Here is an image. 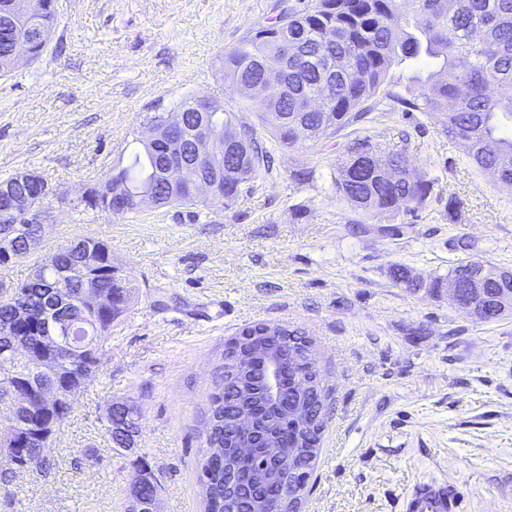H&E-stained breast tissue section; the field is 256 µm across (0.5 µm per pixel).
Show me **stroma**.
I'll list each match as a JSON object with an SVG mask.
<instances>
[{
	"mask_svg": "<svg viewBox=\"0 0 512 512\" xmlns=\"http://www.w3.org/2000/svg\"><path fill=\"white\" fill-rule=\"evenodd\" d=\"M298 0H57L48 52L0 80V180L22 169L77 196L137 148L149 112L188 96L248 109L220 70L247 30ZM411 137L434 178L413 212L365 214L341 199L348 139L386 149ZM311 176L295 180V171ZM462 206L448 215L449 197ZM112 249L136 285L101 364L46 450L48 475L0 490V512H126L138 463L161 512H202L198 460L225 342L279 325L310 340L326 389V427L301 512H404L437 483L463 512H512V315L467 316L448 296L396 285L389 270L447 276L458 259L512 270V194L464 163L441 122L372 112L318 142L275 147L272 171L232 205L146 208L133 219L60 208L31 258L0 267V287L73 239ZM141 412L133 448L114 447L111 405Z\"/></svg>",
	"mask_w": 512,
	"mask_h": 512,
	"instance_id": "1",
	"label": "stroma"
}]
</instances>
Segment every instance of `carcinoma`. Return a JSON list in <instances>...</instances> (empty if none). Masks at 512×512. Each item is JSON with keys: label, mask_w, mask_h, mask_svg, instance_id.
<instances>
[{"label": "carcinoma", "mask_w": 512, "mask_h": 512, "mask_svg": "<svg viewBox=\"0 0 512 512\" xmlns=\"http://www.w3.org/2000/svg\"><path fill=\"white\" fill-rule=\"evenodd\" d=\"M16 0H0V61L10 52L5 35L15 26L52 28L57 19L55 0H36L32 12L19 21L15 16ZM298 36L297 53L285 57L280 53V25ZM334 38L327 40V33ZM404 64L433 67L427 76L415 77L416 88L406 97L384 89L390 71ZM268 68L288 72L286 94L265 98L260 94ZM224 78L250 102L257 118L269 128L270 138L282 147H292L299 139L317 141L356 125L369 113L388 104L404 112H425L443 118L448 138L456 142L465 159L478 170L499 175L500 186L512 191V0H305L299 9L283 12L267 24L249 30L241 42L224 53ZM333 79L336 91L319 102V109L307 111L304 101L318 91L326 79ZM198 98L186 97L172 111L186 114L185 142H190ZM216 135L213 168L230 164L237 172L235 182L213 178V199L227 205L253 188V182L270 171L271 150L258 136L256 128L237 120L235 113L224 109V102L208 100L202 115ZM305 134L297 132L298 127ZM411 139H403L398 150L384 152L382 144L371 136H356L345 146V158L337 167L336 192L355 209L372 212H412L424 205L434 180L416 172L409 162ZM167 143L143 145L133 154L130 164L110 169L103 182L117 184L132 193H151L159 207L190 210L201 200L188 178L180 190L173 192L163 178ZM386 153L399 170L398 178L385 184L371 166L375 154ZM79 212H112V200L99 194L73 205ZM110 251L107 243L82 238L60 247L37 267L39 279L17 287L24 302L38 315L52 302L66 298L75 301L93 280L79 275L63 278L79 251L88 245ZM14 259H23L24 241L20 235L0 239V251ZM392 278L409 288H427L436 292L444 278L428 284L413 283L409 270L395 265ZM122 305L110 311L88 313L71 328L70 352L64 354L70 365L93 360L94 349L108 339L112 323L127 311L135 287L128 281L119 285ZM8 301L0 299V364L11 360L8 341L13 336H27L29 331L11 322ZM295 344V356L287 359L294 371L321 382L320 371L310 341L295 330L288 331ZM240 336L229 340L219 366V380L209 396L210 428L199 460L200 481L204 490V512H254L250 503L263 494L251 484H240L227 493L229 475H249L272 469L262 449L249 456L236 453L237 444L230 437L229 418L233 411L247 407L256 414L257 431L274 436L284 448L306 449L299 467L283 465L277 469L279 491L302 499L312 472V462L326 426L323 387L304 392L290 377H285L279 393H267L261 379L260 364H253V374L242 368L234 354ZM313 417L308 429L297 428L289 419L296 406ZM126 405H115L107 423L125 422L138 433L140 415L125 418ZM28 453L35 461L36 472L46 474L52 463L37 444Z\"/></svg>", "instance_id": "cac0c4a2"}]
</instances>
